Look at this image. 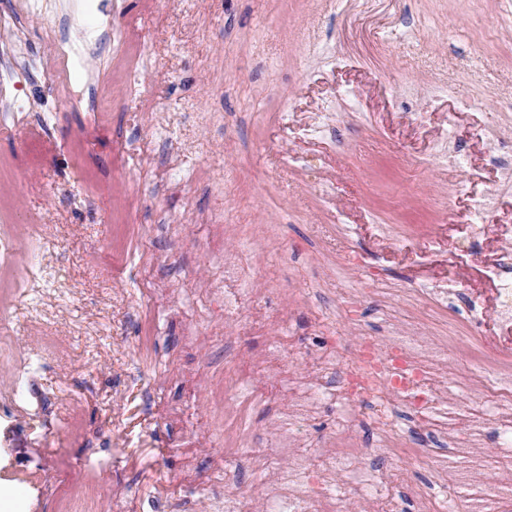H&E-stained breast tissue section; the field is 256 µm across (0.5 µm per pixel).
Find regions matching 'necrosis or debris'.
<instances>
[{
  "label": "necrosis or debris",
  "instance_id": "4bbe7bcc",
  "mask_svg": "<svg viewBox=\"0 0 512 512\" xmlns=\"http://www.w3.org/2000/svg\"><path fill=\"white\" fill-rule=\"evenodd\" d=\"M85 6V0H68L64 6L59 0H23V13L40 19L44 39L57 51L50 77L60 93L69 91L72 72L86 69L92 56L130 41L128 31L111 34L91 26L70 36L71 17ZM253 276L250 261L231 255L208 278L204 293L221 296L225 314L245 310L252 322L268 323L255 301ZM405 294L408 302L422 304L432 318L444 309L448 295L464 297L467 315L449 318L443 336L421 332L416 324L392 325L387 335H367L352 350L343 337L327 334L319 337L317 353L303 376L282 370L281 357L262 358L264 368L282 371L275 388L258 385L245 373L237 378L239 422H246L251 406L282 394L286 401L277 422L286 445L298 441L300 423L330 402L336 405V431L344 436L318 465L303 455L294 456L286 469L261 461L268 512H343L350 494L364 502L366 512H404L397 492L399 480L359 466L365 451L345 438L358 428L372 432L380 447L396 458L420 455L413 439L418 432H427L434 440L429 456L437 459L441 469L456 470L453 483L414 485L416 512H446L458 500L464 502L465 512H512V337L502 345H473L475 367L461 377L458 389H480L486 404L476 412L462 409L457 395L440 387L437 365L463 332H476L486 316L484 307L467 296L464 282L457 279L409 288ZM490 429L498 447L493 456L484 450V436ZM491 469L496 479L490 483L485 475Z\"/></svg>",
  "mask_w": 512,
  "mask_h": 512
}]
</instances>
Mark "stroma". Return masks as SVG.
<instances>
[{
    "instance_id": "1",
    "label": "stroma",
    "mask_w": 512,
    "mask_h": 512,
    "mask_svg": "<svg viewBox=\"0 0 512 512\" xmlns=\"http://www.w3.org/2000/svg\"><path fill=\"white\" fill-rule=\"evenodd\" d=\"M85 23L107 17L133 38L124 53L93 57L54 97L47 75L24 72L21 94L59 123L31 120L0 132V235L17 243L0 265V490L14 512H68L92 497L111 512L123 486L135 512L182 494V425L164 407L191 401L200 419H233L224 364L262 358L266 330L220 341L222 308H199L194 350L176 314L153 319L140 270L205 281L225 253H251L257 297L272 319L306 337L336 293L366 288L349 247L396 284L464 281L487 304L486 276L512 253V192L498 195L473 233L472 209L501 179L489 136H512V0H90ZM139 76L182 147L178 181L193 185L197 210L222 224L158 226L180 209L140 174L162 147L141 98ZM97 83L106 107L73 99ZM224 107V124L197 112ZM449 138L469 161L439 152ZM220 181L222 193L210 184ZM37 287L26 283L32 254ZM419 309L375 298L349 344L383 313ZM193 373L196 387L183 386ZM278 405L252 407L236 446L279 452ZM111 474L85 470L90 448Z\"/></svg>"
}]
</instances>
